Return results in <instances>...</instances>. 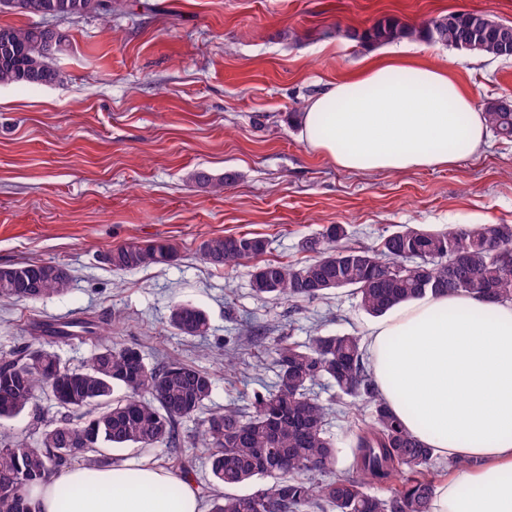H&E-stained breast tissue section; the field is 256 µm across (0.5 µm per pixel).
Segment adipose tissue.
<instances>
[{"label":"adipose tissue","mask_w":512,"mask_h":512,"mask_svg":"<svg viewBox=\"0 0 512 512\" xmlns=\"http://www.w3.org/2000/svg\"><path fill=\"white\" fill-rule=\"evenodd\" d=\"M293 124L310 151L359 172L450 167L487 135L447 66L393 53L366 57ZM365 346L404 429L434 456L461 463L430 512H512V303L429 293L377 317ZM29 496L38 512H201L193 482L146 460L75 466Z\"/></svg>","instance_id":"ef3b65f1"}]
</instances>
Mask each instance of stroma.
<instances>
[{"label":"stroma","mask_w":512,"mask_h":512,"mask_svg":"<svg viewBox=\"0 0 512 512\" xmlns=\"http://www.w3.org/2000/svg\"><path fill=\"white\" fill-rule=\"evenodd\" d=\"M110 22L57 19L66 43L60 83L0 85V265L63 264L62 296L0 300V356L34 324L82 316L111 320L113 339L139 344L149 362L170 358L215 373L208 403L244 406L276 381L274 337L305 341L312 325L365 334L370 315L352 289L292 305L256 296L244 267L197 256L211 236L268 239L266 259L302 263V239L343 224L380 246L402 224H512V141L485 146L445 169L351 172L315 155L288 115L372 48L346 37L385 16L416 22L478 12L512 24V0H122ZM406 56L447 61L475 108L512 101V58L492 59L416 40ZM204 169L237 179L216 195ZM168 239L170 266L115 272L103 256L130 241ZM204 309L205 337L176 334L170 306ZM234 374L222 350L244 328Z\"/></svg>","instance_id":"obj_1"}]
</instances>
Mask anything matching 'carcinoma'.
Here are the masks:
<instances>
[{
    "label": "carcinoma",
    "instance_id": "cac0c4a2",
    "mask_svg": "<svg viewBox=\"0 0 512 512\" xmlns=\"http://www.w3.org/2000/svg\"><path fill=\"white\" fill-rule=\"evenodd\" d=\"M122 5L103 0H0V12L46 18L107 19ZM501 22L482 13L449 12L407 23L387 16L362 31L347 30L361 43L384 45L422 40L491 58H511L512 41L498 33ZM64 51L53 27L0 25V85H52L61 80L52 61ZM487 128L512 140V103L483 107ZM235 179L195 173V181L220 195ZM269 241L255 234L215 236L203 241L200 258L214 267L247 266L252 291L292 303L322 299L328 291L351 288L360 307L378 317L393 306L425 295L463 292L491 302L512 301V224L450 226L441 234L406 224L380 247L352 240L342 224H329L302 240L312 258L301 265L267 260ZM179 248L167 240L133 241L108 252L116 271L172 265ZM0 270V299L28 302L69 291L68 270L53 262L9 265ZM169 326L180 335L205 336L206 313L189 302L172 306ZM76 336L33 338L14 355L0 358V421L10 420L49 395L58 416L42 425L32 447L23 438L0 433V512H26L27 489L82 458L110 466L108 448H170L168 468L180 477L193 473V458L177 448L176 425L198 421L194 445L208 450L214 481L234 487L254 479L270 483L249 494L203 490L207 512H430L436 458L391 413L368 370L362 337L311 330L304 343L287 336L274 340L271 353L277 382L254 395L244 408L226 406L201 416L215 385L213 373L175 360L146 361L138 344L112 343L107 327L91 317L72 320ZM77 340L94 350L79 367L62 363L54 344ZM326 381L338 400L363 402L368 416L353 424L352 471L334 474L336 442L328 434L332 407L312 393ZM378 485L382 493L369 488Z\"/></svg>",
    "mask_w": 512,
    "mask_h": 512
}]
</instances>
